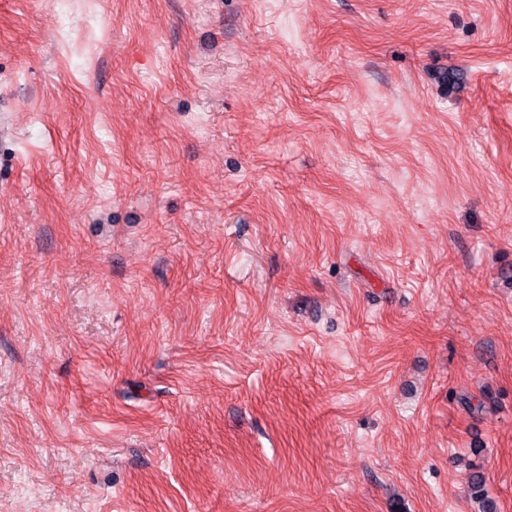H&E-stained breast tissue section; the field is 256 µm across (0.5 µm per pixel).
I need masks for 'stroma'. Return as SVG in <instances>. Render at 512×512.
<instances>
[{"mask_svg": "<svg viewBox=\"0 0 512 512\" xmlns=\"http://www.w3.org/2000/svg\"><path fill=\"white\" fill-rule=\"evenodd\" d=\"M0 0V512H512V0Z\"/></svg>", "mask_w": 512, "mask_h": 512, "instance_id": "35a3bbf8", "label": "stroma"}]
</instances>
